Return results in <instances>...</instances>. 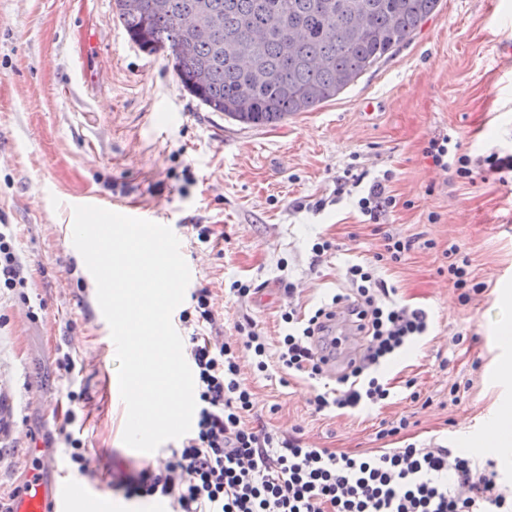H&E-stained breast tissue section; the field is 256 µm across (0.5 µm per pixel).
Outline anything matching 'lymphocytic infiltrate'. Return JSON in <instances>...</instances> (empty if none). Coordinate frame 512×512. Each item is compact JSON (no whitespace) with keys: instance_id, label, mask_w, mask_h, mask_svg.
Returning a JSON list of instances; mask_svg holds the SVG:
<instances>
[{"instance_id":"lymphocytic-infiltrate-1","label":"lymphocytic infiltrate","mask_w":512,"mask_h":512,"mask_svg":"<svg viewBox=\"0 0 512 512\" xmlns=\"http://www.w3.org/2000/svg\"><path fill=\"white\" fill-rule=\"evenodd\" d=\"M346 277L350 295H334L303 319L282 315L289 328L278 360L311 380L322 379L325 355L343 343L327 329L337 308L350 307L366 339L339 387L316 395L320 410L387 400L390 387L377 370L428 329L426 313L398 305L395 287L371 265H351ZM25 285L11 227L0 224V289ZM189 358L197 379L195 426L181 448L124 480L128 495L168 499L172 512H506L497 472L448 448L410 443L374 455L337 453L249 427L252 394L236 346L194 333Z\"/></svg>"}]
</instances>
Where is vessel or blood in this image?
<instances>
[{
	"instance_id": "obj_1",
	"label": "vessel or blood",
	"mask_w": 512,
	"mask_h": 512,
	"mask_svg": "<svg viewBox=\"0 0 512 512\" xmlns=\"http://www.w3.org/2000/svg\"><path fill=\"white\" fill-rule=\"evenodd\" d=\"M108 504L89 487L33 473L25 492L15 498L11 512H107Z\"/></svg>"
}]
</instances>
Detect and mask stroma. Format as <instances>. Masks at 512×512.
I'll return each instance as SVG.
<instances>
[{"label": "stroma", "mask_w": 512, "mask_h": 512, "mask_svg": "<svg viewBox=\"0 0 512 512\" xmlns=\"http://www.w3.org/2000/svg\"><path fill=\"white\" fill-rule=\"evenodd\" d=\"M446 134L474 159L512 147V0H441L391 58L335 98L262 127L200 105L166 55L129 40L113 0H0V222L13 229L27 279L24 291L0 292V419L10 424L0 434V497L23 488L40 459L101 490L112 512L169 507L119 486L181 442L143 453L122 441L115 345L66 233L74 206L86 204L169 225L193 269L190 288H210L224 314L225 341L242 345L238 327L249 320L265 336L267 371L251 354L241 359L251 426L338 453L445 446L492 462L512 496V456L481 447L512 406V381L500 377L512 349L499 343L512 315V179L436 168L424 147ZM386 173L398 205L363 223L361 188L340 195L337 181ZM199 224L212 229L210 243L198 241ZM388 233L413 246L375 274L400 304L426 312L428 334L380 369L387 400L316 410L314 388L278 361L281 314L347 293V268L382 251ZM323 241L330 249L315 255ZM464 259L481 286L465 303L448 273ZM236 281L254 295H234ZM66 353L70 374L57 363ZM69 410L91 460L83 476L59 433ZM403 417L405 430L379 438Z\"/></svg>", "instance_id": "1"}]
</instances>
